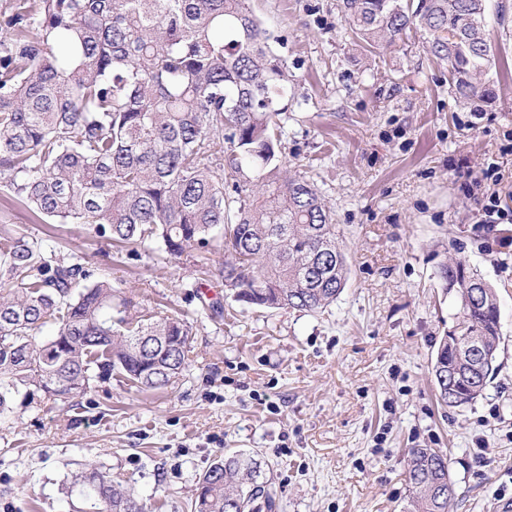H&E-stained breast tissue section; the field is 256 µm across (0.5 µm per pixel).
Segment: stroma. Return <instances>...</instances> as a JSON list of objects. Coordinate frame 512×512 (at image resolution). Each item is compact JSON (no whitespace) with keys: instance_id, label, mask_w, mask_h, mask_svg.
I'll return each instance as SVG.
<instances>
[{"instance_id":"1","label":"stroma","mask_w":512,"mask_h":512,"mask_svg":"<svg viewBox=\"0 0 512 512\" xmlns=\"http://www.w3.org/2000/svg\"><path fill=\"white\" fill-rule=\"evenodd\" d=\"M338 0H252L281 35L292 74L286 175L330 209L348 281L318 313L235 302L224 292V229L204 249L139 256L82 224H47L0 186V239L45 240L118 285L126 312L185 314L188 365L164 390L113 377L73 407L36 395L0 422V512H72V476L91 462L151 512H192L200 475L253 456L277 512H405L409 449L448 455V512H495L512 498L511 224L480 223L457 174L498 164L512 183V0H488L497 100L456 104L423 32L370 51ZM460 257L497 293V370L461 408L438 404L434 353L459 309L440 275ZM490 448L487 458L477 446Z\"/></svg>"}]
</instances>
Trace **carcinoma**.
<instances>
[{
	"instance_id": "carcinoma-1",
	"label": "carcinoma",
	"mask_w": 512,
	"mask_h": 512,
	"mask_svg": "<svg viewBox=\"0 0 512 512\" xmlns=\"http://www.w3.org/2000/svg\"><path fill=\"white\" fill-rule=\"evenodd\" d=\"M366 47L419 29L448 66L455 102L482 112L496 100L487 0H339ZM251 0H3L0 4V176L40 220L83 224L128 248L160 239L179 255L224 226V288L248 306L315 313L339 297L347 257L315 185L283 177L288 56ZM226 162L232 180L214 163ZM455 291L454 330L437 347L442 404L483 394L500 343L494 288L462 259L444 265ZM81 257L43 240L0 242V418L31 387L50 399L83 396L119 375L149 389L186 366L189 325L112 317V281L90 280ZM54 334L36 343L42 328ZM479 343L490 364L460 362ZM407 512H448V456L409 451ZM90 512H123L137 497L98 467L74 476ZM194 512H273L257 462L216 461L198 480Z\"/></svg>"
}]
</instances>
